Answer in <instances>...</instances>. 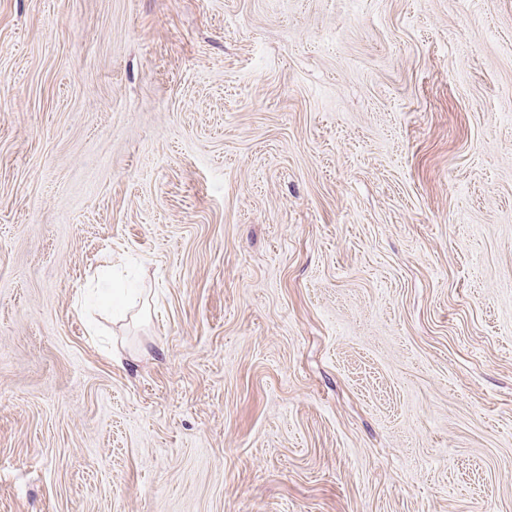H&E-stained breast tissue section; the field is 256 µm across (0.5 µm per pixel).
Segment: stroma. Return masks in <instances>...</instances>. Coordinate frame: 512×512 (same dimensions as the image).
<instances>
[{"instance_id":"35a3bbf8","label":"stroma","mask_w":512,"mask_h":512,"mask_svg":"<svg viewBox=\"0 0 512 512\" xmlns=\"http://www.w3.org/2000/svg\"><path fill=\"white\" fill-rule=\"evenodd\" d=\"M0 512H512V0H0Z\"/></svg>"}]
</instances>
